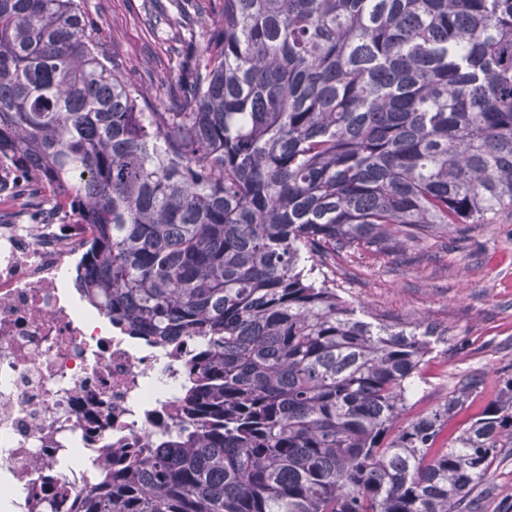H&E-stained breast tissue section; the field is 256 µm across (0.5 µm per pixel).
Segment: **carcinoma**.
Returning <instances> with one entry per match:
<instances>
[{"label":"carcinoma","mask_w":512,"mask_h":512,"mask_svg":"<svg viewBox=\"0 0 512 512\" xmlns=\"http://www.w3.org/2000/svg\"><path fill=\"white\" fill-rule=\"evenodd\" d=\"M148 0L182 18L169 104L85 0H0V158L87 225L86 299L195 338L159 449L78 512H466L512 448V378L403 420L435 330L367 321L336 254L512 208V0Z\"/></svg>","instance_id":"carcinoma-1"}]
</instances>
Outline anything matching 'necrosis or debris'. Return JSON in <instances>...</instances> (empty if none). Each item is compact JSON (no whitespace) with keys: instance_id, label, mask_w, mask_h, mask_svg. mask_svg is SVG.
<instances>
[{"instance_id":"4bbe7bcc","label":"necrosis or debris","mask_w":512,"mask_h":512,"mask_svg":"<svg viewBox=\"0 0 512 512\" xmlns=\"http://www.w3.org/2000/svg\"><path fill=\"white\" fill-rule=\"evenodd\" d=\"M29 183L0 161V503L72 512L93 465L154 445L196 345L127 335L88 304L83 227L29 207Z\"/></svg>"}]
</instances>
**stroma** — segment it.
<instances>
[{"label": "stroma", "mask_w": 512, "mask_h": 512, "mask_svg": "<svg viewBox=\"0 0 512 512\" xmlns=\"http://www.w3.org/2000/svg\"><path fill=\"white\" fill-rule=\"evenodd\" d=\"M132 83L157 102L168 99L177 60L173 30L152 35L143 0H86ZM335 288L368 318L435 328L431 354L409 398L408 416L444 402L462 381L479 377L485 394L512 377V209L489 224H455L397 254L344 251ZM484 512H512V448L500 449L485 483Z\"/></svg>", "instance_id": "35a3bbf8"}]
</instances>
